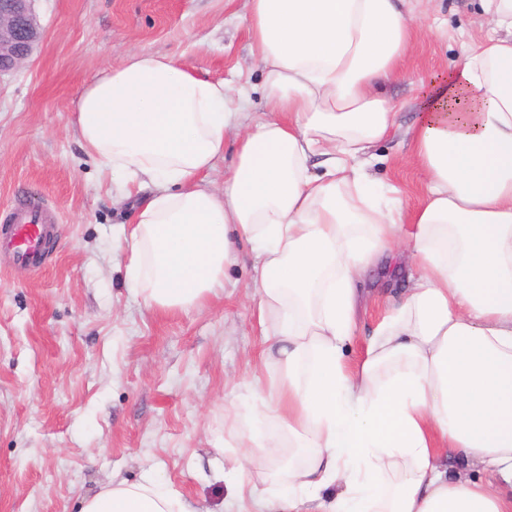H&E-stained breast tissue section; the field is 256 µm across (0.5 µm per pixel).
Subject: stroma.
<instances>
[{"label":"stroma","mask_w":512,"mask_h":512,"mask_svg":"<svg viewBox=\"0 0 512 512\" xmlns=\"http://www.w3.org/2000/svg\"><path fill=\"white\" fill-rule=\"evenodd\" d=\"M417 16L403 78L388 85L398 124L410 123L421 83L464 59L486 34L478 0H411ZM44 38L31 62L0 78V222L17 204L46 207L54 246L39 268L0 251V512H79L118 477L151 479L197 512H236L222 473L239 435L280 434L249 399L262 366L250 247L225 285L184 312L146 308L127 285L117 241L138 200L80 149L72 107L100 70L135 51L177 58L209 80L250 91L262 115V69L246 0H37ZM378 176L406 207L425 176L401 136L377 144ZM346 350L358 361L385 298L373 283Z\"/></svg>","instance_id":"obj_1"}]
</instances>
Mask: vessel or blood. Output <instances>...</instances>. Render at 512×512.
Returning <instances> with one entry per match:
<instances>
[{
	"instance_id": "b4317fda",
	"label": "vessel or blood",
	"mask_w": 512,
	"mask_h": 512,
	"mask_svg": "<svg viewBox=\"0 0 512 512\" xmlns=\"http://www.w3.org/2000/svg\"><path fill=\"white\" fill-rule=\"evenodd\" d=\"M54 234V225L48 223L41 212L20 206L15 208L11 224L0 235L4 236L16 263L37 267L42 259V240Z\"/></svg>"
}]
</instances>
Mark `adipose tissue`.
Instances as JSON below:
<instances>
[{"label":"adipose tissue","mask_w":512,"mask_h":512,"mask_svg":"<svg viewBox=\"0 0 512 512\" xmlns=\"http://www.w3.org/2000/svg\"><path fill=\"white\" fill-rule=\"evenodd\" d=\"M266 118L237 137L223 192L205 184L240 90L165 55L133 53L75 102L84 153L129 178L124 243L151 309L189 310L255 243L258 323L273 344L261 414L297 459L283 512H512V0H480L492 32L424 85L404 135L426 178L405 212L369 169L396 114L407 0H248ZM408 256V288L348 364L361 281ZM456 457L477 477L449 471ZM80 512H195L151 480L112 483Z\"/></svg>","instance_id":"1"}]
</instances>
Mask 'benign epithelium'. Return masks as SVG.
I'll use <instances>...</instances> for the list:
<instances>
[{
  "label": "benign epithelium",
  "mask_w": 512,
  "mask_h": 512,
  "mask_svg": "<svg viewBox=\"0 0 512 512\" xmlns=\"http://www.w3.org/2000/svg\"><path fill=\"white\" fill-rule=\"evenodd\" d=\"M43 36L35 0H0V76L26 64Z\"/></svg>",
  "instance_id": "obj_1"
}]
</instances>
